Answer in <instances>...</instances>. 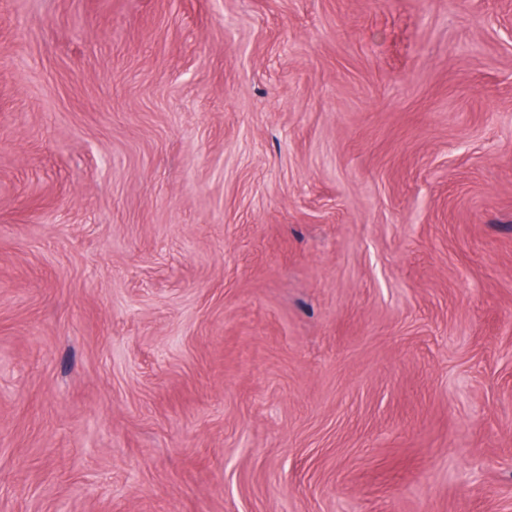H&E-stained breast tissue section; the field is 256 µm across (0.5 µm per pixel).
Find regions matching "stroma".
I'll use <instances>...</instances> for the list:
<instances>
[{
  "instance_id": "stroma-1",
  "label": "stroma",
  "mask_w": 512,
  "mask_h": 512,
  "mask_svg": "<svg viewBox=\"0 0 512 512\" xmlns=\"http://www.w3.org/2000/svg\"><path fill=\"white\" fill-rule=\"evenodd\" d=\"M0 512H512V0H0Z\"/></svg>"
}]
</instances>
